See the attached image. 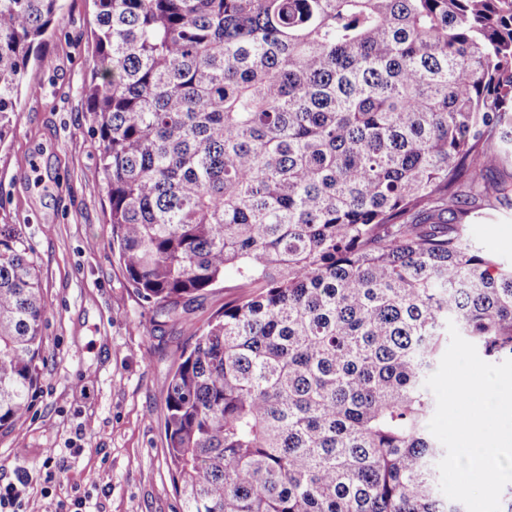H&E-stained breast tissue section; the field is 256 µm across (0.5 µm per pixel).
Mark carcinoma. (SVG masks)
<instances>
[{
  "label": "carcinoma",
  "instance_id": "1",
  "mask_svg": "<svg viewBox=\"0 0 512 512\" xmlns=\"http://www.w3.org/2000/svg\"><path fill=\"white\" fill-rule=\"evenodd\" d=\"M83 93L108 245L160 316L240 296L171 375L182 512H464L425 381L453 322L512 358V0H94ZM62 0H0V141ZM46 301L0 225V431L28 414ZM469 233L473 241L499 260L512 263V215L499 214L472 221ZM228 285H230L229 279H226L218 286L209 288L203 296L188 301L185 304L184 318L197 325L205 323L212 315L223 309L224 303L239 296L240 292L235 288H224Z\"/></svg>",
  "mask_w": 512,
  "mask_h": 512
}]
</instances>
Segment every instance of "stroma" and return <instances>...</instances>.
<instances>
[{"mask_svg": "<svg viewBox=\"0 0 512 512\" xmlns=\"http://www.w3.org/2000/svg\"><path fill=\"white\" fill-rule=\"evenodd\" d=\"M95 24L93 0H63L0 141V225L21 227L46 297L40 381L27 419L0 433V480L30 473L27 512H53L77 492L89 512H181L166 463L170 372L191 343L187 322L205 323L239 292L215 286L178 322L154 316L129 288L107 244L100 142L83 95ZM469 233L512 263V215L476 219ZM50 455L62 473L46 497L39 470Z\"/></svg>", "mask_w": 512, "mask_h": 512, "instance_id": "stroma-1", "label": "stroma"}]
</instances>
